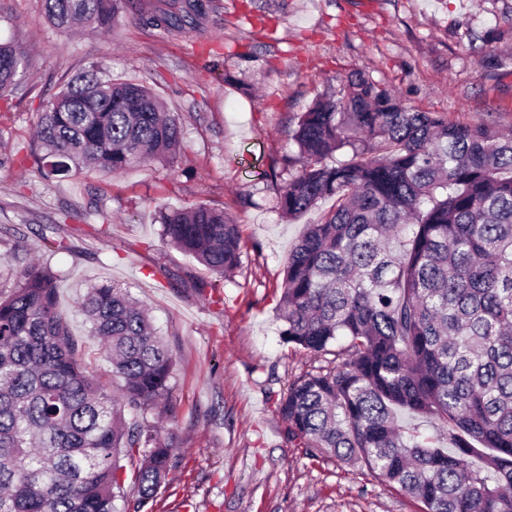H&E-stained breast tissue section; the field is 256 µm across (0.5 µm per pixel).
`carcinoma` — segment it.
Listing matches in <instances>:
<instances>
[{
    "label": "carcinoma",
    "mask_w": 512,
    "mask_h": 512,
    "mask_svg": "<svg viewBox=\"0 0 512 512\" xmlns=\"http://www.w3.org/2000/svg\"><path fill=\"white\" fill-rule=\"evenodd\" d=\"M133 5L44 0V17L100 34ZM210 9L159 0L146 23L180 33ZM22 66L0 43L1 93ZM290 137L296 152L273 171L288 175L281 217L332 205L288 255L282 336L316 354L347 348L281 392L288 440L363 464L424 512H512V134L415 111L355 71L311 102ZM182 139L148 87L98 67L40 113L30 156L57 175H116L172 163ZM160 221L167 243L211 273L239 266V228L224 211L165 207ZM76 313L119 395L88 373L49 269L26 267L0 294V512H142L171 470L173 444L146 414L168 394L174 358L149 309L112 283L90 288ZM401 412L434 420L440 435L408 430ZM126 485L136 497L119 511Z\"/></svg>",
    "instance_id": "carcinoma-1"
}]
</instances>
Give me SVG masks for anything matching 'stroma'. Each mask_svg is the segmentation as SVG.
Here are the masks:
<instances>
[{
  "label": "stroma",
  "mask_w": 512,
  "mask_h": 512,
  "mask_svg": "<svg viewBox=\"0 0 512 512\" xmlns=\"http://www.w3.org/2000/svg\"><path fill=\"white\" fill-rule=\"evenodd\" d=\"M201 31L166 37L138 18L103 35L57 32L42 0H0V40L24 62L0 98V158L28 146L62 85L99 66L149 87L183 127L174 164L46 180L0 168V285L31 261L58 276L88 369L111 365L74 306L88 287L127 284L175 358L161 401L173 442L169 483L143 512H422L364 465L291 444L276 401L293 380L331 366L284 340L277 304L302 225L281 218L268 177L293 151L288 131L354 70L407 106L470 124L512 127V0H216ZM206 204L239 226L238 268L211 274L162 238L158 212ZM63 224L66 249L47 239Z\"/></svg>",
  "instance_id": "35a3bbf8"
}]
</instances>
